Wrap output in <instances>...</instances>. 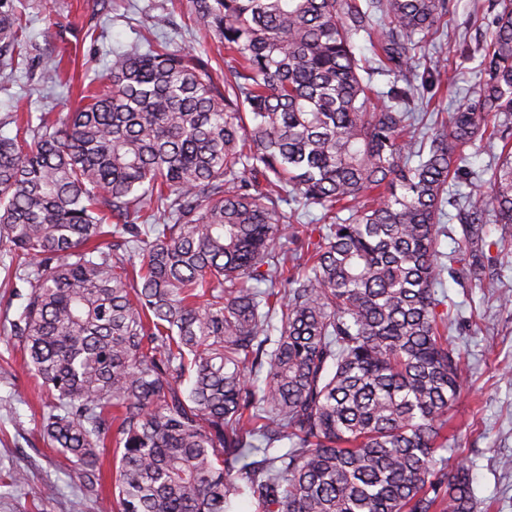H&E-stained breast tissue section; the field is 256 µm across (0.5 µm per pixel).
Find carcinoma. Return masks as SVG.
Returning a JSON list of instances; mask_svg holds the SVG:
<instances>
[{"mask_svg":"<svg viewBox=\"0 0 512 512\" xmlns=\"http://www.w3.org/2000/svg\"><path fill=\"white\" fill-rule=\"evenodd\" d=\"M191 3L224 85L199 55L135 47L84 105L0 134L10 336L57 400L43 438L96 499L112 450V512H477L445 456L463 366L438 236L466 150L501 141L452 256L497 288L483 217L512 224V0L476 47L477 98L420 137L448 58L372 77L410 69L450 0ZM24 30L0 0V84Z\"/></svg>","mask_w":512,"mask_h":512,"instance_id":"1","label":"carcinoma"}]
</instances>
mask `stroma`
Instances as JSON below:
<instances>
[{"label":"stroma","mask_w":512,"mask_h":512,"mask_svg":"<svg viewBox=\"0 0 512 512\" xmlns=\"http://www.w3.org/2000/svg\"><path fill=\"white\" fill-rule=\"evenodd\" d=\"M27 21V49L12 85H0V121L11 113H65L80 101L87 85L101 86L114 53L150 37L178 50L212 52L214 80L224 78L212 34L192 23L190 0H14ZM447 36L434 49L448 56V86L439 90V112L455 111L472 101L481 81V58L462 52V45L490 40L497 12L494 0H451ZM61 63L60 85L43 83L41 74ZM490 239L503 241L487 272L494 293L471 285L461 273L445 275L441 285L455 318L452 344L463 364L458 404L460 428L449 438L471 465L476 497L488 512H512V225L487 222ZM0 252V512H102L85 498L73 464L51 448L39 433V422L53 397L23 365L22 354L9 336V321L20 302L4 288Z\"/></svg>","instance_id":"obj_1"}]
</instances>
